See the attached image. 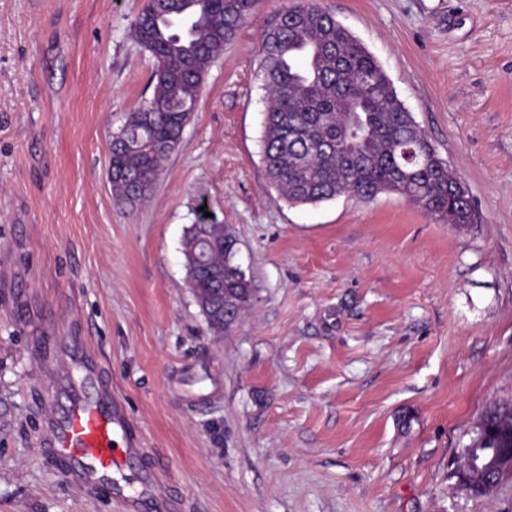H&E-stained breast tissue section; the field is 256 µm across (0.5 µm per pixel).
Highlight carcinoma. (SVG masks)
Here are the masks:
<instances>
[{"label": "carcinoma", "instance_id": "obj_1", "mask_svg": "<svg viewBox=\"0 0 512 512\" xmlns=\"http://www.w3.org/2000/svg\"><path fill=\"white\" fill-rule=\"evenodd\" d=\"M258 0L150 2L132 24L138 43L156 59L152 97L127 113L112 133L108 176L117 200L146 197L162 163L181 143L196 111L211 61L253 15ZM259 71L268 92L261 157L269 185L291 206L351 194L370 201L397 194L444 224L479 222L472 204L448 196L457 176L399 100L374 56L315 0H294L265 28ZM204 265L187 281L197 305L224 289L245 315L253 286L240 272L238 240L222 224L187 228ZM224 335V306L204 314ZM483 422L512 445V402L494 406Z\"/></svg>", "mask_w": 512, "mask_h": 512}]
</instances>
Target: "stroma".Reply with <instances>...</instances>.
Here are the masks:
<instances>
[{
  "instance_id": "1",
  "label": "stroma",
  "mask_w": 512,
  "mask_h": 512,
  "mask_svg": "<svg viewBox=\"0 0 512 512\" xmlns=\"http://www.w3.org/2000/svg\"><path fill=\"white\" fill-rule=\"evenodd\" d=\"M146 3L0 0V512H121L40 448L77 346L182 512H512V476L474 496L454 475L512 399V0H318L466 184L465 228L394 194L269 187L258 53L287 0H259L149 198L118 203L111 133L153 92ZM204 209L254 288L221 336L184 269Z\"/></svg>"
}]
</instances>
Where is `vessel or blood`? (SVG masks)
Returning a JSON list of instances; mask_svg holds the SVG:
<instances>
[{
    "label": "vessel or blood",
    "mask_w": 512,
    "mask_h": 512,
    "mask_svg": "<svg viewBox=\"0 0 512 512\" xmlns=\"http://www.w3.org/2000/svg\"><path fill=\"white\" fill-rule=\"evenodd\" d=\"M101 371V364L86 356L63 364L70 405L63 415H49L41 439L44 452L59 462L74 488L109 489L123 512H176L179 501L171 487L155 469L138 467L147 450L111 391L86 396V387Z\"/></svg>",
    "instance_id": "vessel-or-blood-1"
}]
</instances>
